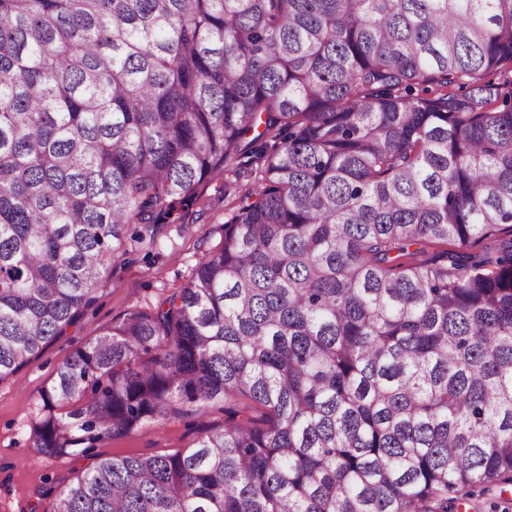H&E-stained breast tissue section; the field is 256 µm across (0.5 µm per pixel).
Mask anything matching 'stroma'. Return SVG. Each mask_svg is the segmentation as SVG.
<instances>
[{
  "label": "stroma",
  "instance_id": "obj_1",
  "mask_svg": "<svg viewBox=\"0 0 512 512\" xmlns=\"http://www.w3.org/2000/svg\"><path fill=\"white\" fill-rule=\"evenodd\" d=\"M239 168V173H227L223 181L202 188V209L188 214L184 223L161 225L155 245L128 243L101 281L95 304L16 376L0 382V512H28L34 505L49 512L56 495L90 457L171 453L191 445L200 426L223 423V412L214 408L203 416L154 424L143 432L98 443L87 458L46 459L36 454L29 439L35 399L70 353L95 336L99 327L180 288L203 253L220 243L222 224L236 197L250 185L245 176L249 163H240Z\"/></svg>",
  "mask_w": 512,
  "mask_h": 512
}]
</instances>
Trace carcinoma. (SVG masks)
<instances>
[{"label":"carcinoma","instance_id":"obj_1","mask_svg":"<svg viewBox=\"0 0 512 512\" xmlns=\"http://www.w3.org/2000/svg\"><path fill=\"white\" fill-rule=\"evenodd\" d=\"M245 154L220 243L62 362L30 440L224 425L100 458L50 512L512 485V0H0V382ZM218 407L204 416L154 424L143 432L98 443L88 455L101 458L127 454L160 455L186 448L195 439L199 426L224 423V413Z\"/></svg>","mask_w":512,"mask_h":512}]
</instances>
